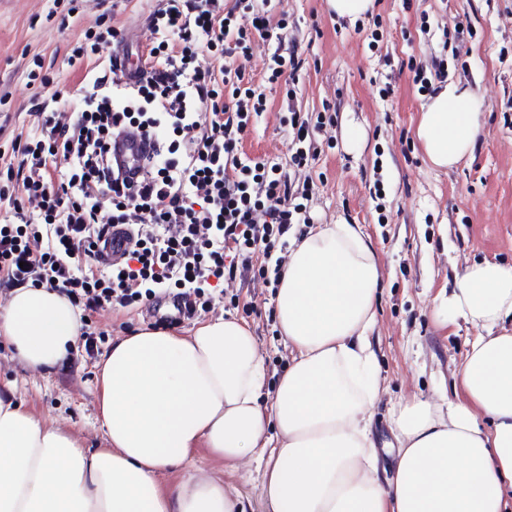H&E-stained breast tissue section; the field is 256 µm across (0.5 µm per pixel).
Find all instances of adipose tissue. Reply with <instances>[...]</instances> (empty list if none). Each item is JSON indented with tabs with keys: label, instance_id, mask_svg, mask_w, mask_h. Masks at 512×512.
Here are the masks:
<instances>
[{
	"label": "adipose tissue",
	"instance_id": "ef3b65f1",
	"mask_svg": "<svg viewBox=\"0 0 512 512\" xmlns=\"http://www.w3.org/2000/svg\"><path fill=\"white\" fill-rule=\"evenodd\" d=\"M480 134L475 94L454 83L430 96L416 127L439 169ZM380 278L359 225L293 239L276 290L293 358L268 404L257 339L233 317L188 335L141 326L113 340L101 358L103 448L42 427L0 387V512H244L218 479L158 481L199 448L227 464L256 456L266 512H512V264L473 262L456 275L447 311L476 334L452 399L395 408L388 468L369 416ZM80 327L69 299L43 285L13 289L0 313V340L40 371L67 359Z\"/></svg>",
	"mask_w": 512,
	"mask_h": 512
}]
</instances>
